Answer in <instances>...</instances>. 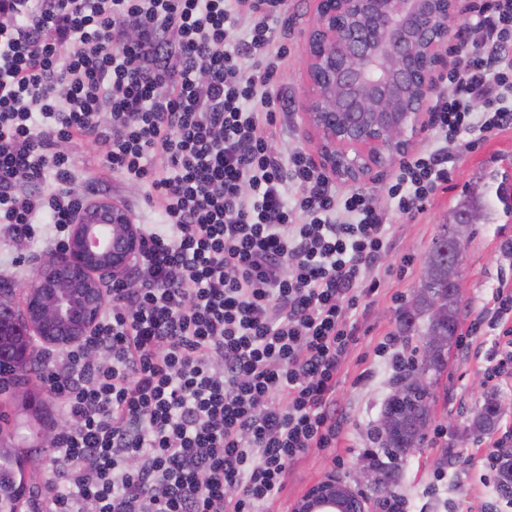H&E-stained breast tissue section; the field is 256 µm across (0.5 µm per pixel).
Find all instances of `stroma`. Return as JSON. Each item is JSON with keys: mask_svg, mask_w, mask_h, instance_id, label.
<instances>
[{"mask_svg": "<svg viewBox=\"0 0 512 512\" xmlns=\"http://www.w3.org/2000/svg\"><path fill=\"white\" fill-rule=\"evenodd\" d=\"M315 7V0H285L281 22L267 48L272 57L283 49L288 52L276 79L277 90L288 99L287 109L277 112L275 123V145L284 156L297 148L311 157L316 154L315 141L305 130L299 108L305 81L303 32L314 17ZM67 151L76 190H94L106 146L75 141L68 144ZM494 168L512 172V130L476 142L449 164L447 190L437 192L416 217L400 214L388 201L394 170H386L376 181L363 184V192L385 210L392 249L380 271L379 292L357 321L358 341L344 362L336 391L346 424L334 455L344 457L345 465L334 468L332 455L312 452L302 456L292 465L287 488L270 512H291L296 499L329 472L350 483L360 482L369 512H381L379 480L384 472L366 468L358 458L359 451L369 446L368 433L379 426L384 403L395 388L390 363L377 356L376 348L388 336L399 337V350L405 356H412L415 348L421 347L420 336L403 335L400 314L420 285L429 250L450 212L477 178ZM510 242L512 219L504 216L492 224L476 225L468 236L461 268L463 286L459 290L461 327H468L480 310L491 309L493 290L512 281V254L506 251ZM44 259L40 243L17 245L0 234L1 278L15 273L19 284L30 283ZM496 343L494 330L487 328L477 350L467 353L457 346L449 347L448 363L432 386L431 402L432 421L447 425V440L425 442L415 454L389 464L387 470L397 475L389 488L408 499L411 512H476L489 494L483 442L500 437L512 426V386L494 385L483 373ZM490 397L502 406L499 418L490 432H475L474 414ZM48 415L57 419L61 412L56 397L40 385L37 377H30L26 385L0 391V433L27 449L23 483L28 487H40L52 479L48 436L42 431ZM440 464L446 466L447 477L439 490L427 493L432 473Z\"/></svg>", "mask_w": 512, "mask_h": 512, "instance_id": "35a3bbf8", "label": "stroma"}]
</instances>
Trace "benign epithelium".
I'll list each match as a JSON object with an SVG mask.
<instances>
[{"mask_svg":"<svg viewBox=\"0 0 512 512\" xmlns=\"http://www.w3.org/2000/svg\"><path fill=\"white\" fill-rule=\"evenodd\" d=\"M459 0H316L304 32V125L317 143L320 171L344 184L372 181L400 162L430 123L436 74L448 68V37ZM142 230L115 202L87 205L66 246L20 288L25 323L0 309V364L24 365L36 346L64 349L96 328L107 289L141 257ZM368 512L367 499L333 474L319 480L295 512L310 505Z\"/></svg>","mask_w":512,"mask_h":512,"instance_id":"7a95c632","label":"benign epithelium"}]
</instances>
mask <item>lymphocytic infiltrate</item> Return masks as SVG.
I'll return each mask as SVG.
<instances>
[{"instance_id":"f902f5d3","label":"lymphocytic infiltrate","mask_w":512,"mask_h":512,"mask_svg":"<svg viewBox=\"0 0 512 512\" xmlns=\"http://www.w3.org/2000/svg\"><path fill=\"white\" fill-rule=\"evenodd\" d=\"M283 5L0 0V224L28 242L46 218L60 250L87 202L64 146L102 138L106 169L162 216L95 331L41 353L64 413L60 490L31 512H263L290 465L344 429L337 376L390 227L366 194H338L303 151L272 145L284 101L264 54ZM462 30L453 93L429 108L436 139L388 190L411 218L471 138L512 128V0H483ZM493 301L460 344L498 330L484 373L512 379V289Z\"/></svg>"}]
</instances>
